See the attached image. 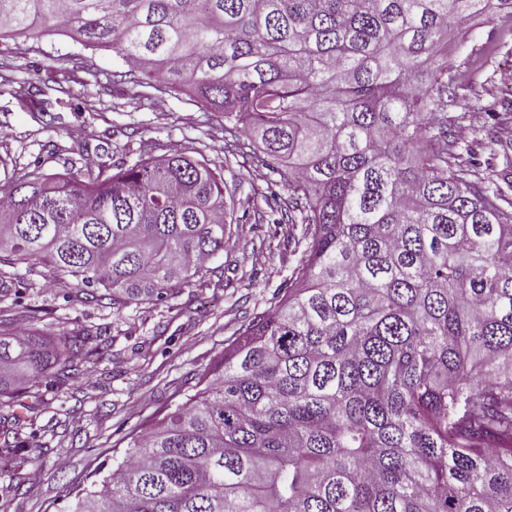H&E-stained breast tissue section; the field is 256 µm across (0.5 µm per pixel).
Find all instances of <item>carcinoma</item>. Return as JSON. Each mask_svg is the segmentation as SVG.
Returning a JSON list of instances; mask_svg holds the SVG:
<instances>
[{
    "mask_svg": "<svg viewBox=\"0 0 512 512\" xmlns=\"http://www.w3.org/2000/svg\"><path fill=\"white\" fill-rule=\"evenodd\" d=\"M492 8L512 0H0V40L113 49L120 83L224 113V164L275 174L273 223L304 225L274 311L68 512H512V158L457 145L444 52ZM230 220L185 153L37 163L0 183V264L163 301ZM90 340L0 335V394L75 379Z\"/></svg>",
    "mask_w": 512,
    "mask_h": 512,
    "instance_id": "obj_1",
    "label": "carcinoma"
}]
</instances>
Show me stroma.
Listing matches in <instances>:
<instances>
[{
    "label": "stroma",
    "mask_w": 512,
    "mask_h": 512,
    "mask_svg": "<svg viewBox=\"0 0 512 512\" xmlns=\"http://www.w3.org/2000/svg\"><path fill=\"white\" fill-rule=\"evenodd\" d=\"M83 47L49 36L22 54L0 42V178L35 160L45 171L86 169L115 158L186 152L219 166L243 224L231 225L230 245L213 258L205 279L168 302L136 301L121 309L68 300L47 279H19L0 264V331L25 329L47 339L71 330L95 334L75 363L78 380L56 387L24 384L6 392L27 418L12 453L0 449V512H66L74 492L107 472L132 437L146 431L194 393L202 374L254 315L274 305L300 258L298 224H268L267 205L253 193L261 176L224 163V115L186 95L145 86L138 94L113 85L124 70L114 51L92 54L93 67L74 69ZM457 67L448 103L454 135L479 161L512 144V109L490 118L501 98L512 100V16L491 12L464 24L448 44Z\"/></svg>",
    "instance_id": "obj_1"
}]
</instances>
